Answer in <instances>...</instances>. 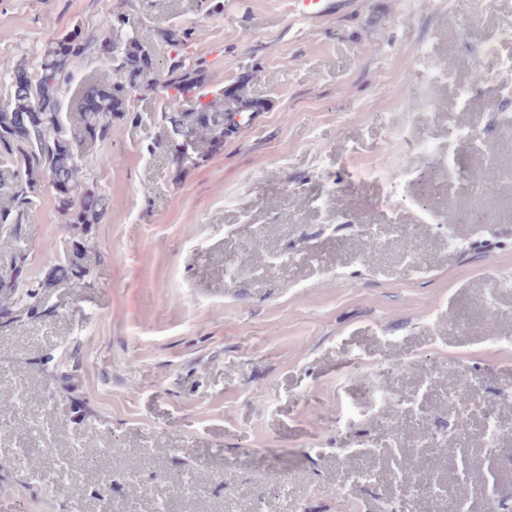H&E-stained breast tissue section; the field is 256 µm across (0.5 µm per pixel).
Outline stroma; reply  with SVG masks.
Returning <instances> with one entry per match:
<instances>
[{"instance_id":"stroma-1","label":"stroma","mask_w":512,"mask_h":512,"mask_svg":"<svg viewBox=\"0 0 512 512\" xmlns=\"http://www.w3.org/2000/svg\"><path fill=\"white\" fill-rule=\"evenodd\" d=\"M291 0H0V103L19 64L74 28L96 35L112 16L141 18L157 72L172 55L163 29L192 32L187 54L209 88L248 77L266 100L250 126L199 165L178 169L165 147V95L136 104L135 121L87 146L83 177L112 205L76 240L45 188L0 245V279L40 283L31 318L0 317V512H381L392 491L381 451L385 412L352 431L342 400L376 381L395 395L423 383L428 419L408 418L406 446L452 420L458 363L502 425L512 427V111L499 82L457 84L512 61V0L473 19L452 0H325L299 18ZM448 81L430 78L434 67ZM477 129L498 154L499 183L449 205L370 168L401 139L449 147L466 170L486 156L453 139ZM156 143L147 152V143ZM430 266L415 272L399 247ZM25 255L15 272L17 255ZM87 278L42 282L68 260ZM403 363L398 373L378 367ZM378 448L349 456L344 441ZM469 494L488 477L512 492V462L488 467L479 419L469 422ZM375 473L374 489L356 482Z\"/></svg>"}]
</instances>
